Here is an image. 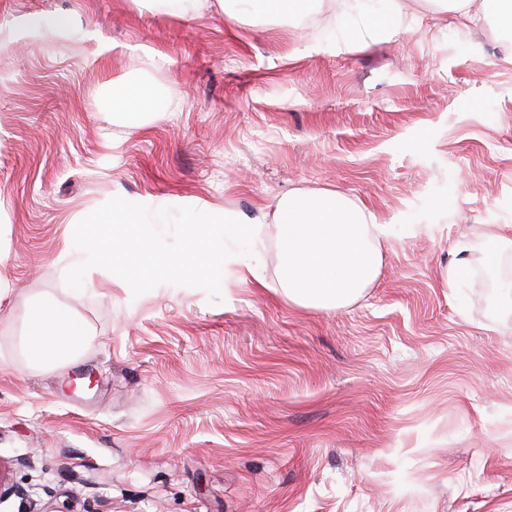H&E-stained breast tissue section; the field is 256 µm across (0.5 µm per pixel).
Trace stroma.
Here are the masks:
<instances>
[{
    "mask_svg": "<svg viewBox=\"0 0 512 512\" xmlns=\"http://www.w3.org/2000/svg\"><path fill=\"white\" fill-rule=\"evenodd\" d=\"M375 25L366 33L357 22ZM67 16L69 36L19 39ZM145 83L159 107L112 109ZM333 188L392 227L374 284L288 301L279 245L222 300L133 296L75 225L120 196L242 221ZM512 34L436 0H0V459L40 512H512ZM468 269L449 285L454 245ZM96 341L39 368L34 312Z\"/></svg>",
    "mask_w": 512,
    "mask_h": 512,
    "instance_id": "stroma-1",
    "label": "stroma"
}]
</instances>
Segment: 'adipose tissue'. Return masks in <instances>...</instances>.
Listing matches in <instances>:
<instances>
[{
	"label": "adipose tissue",
	"mask_w": 512,
	"mask_h": 512,
	"mask_svg": "<svg viewBox=\"0 0 512 512\" xmlns=\"http://www.w3.org/2000/svg\"><path fill=\"white\" fill-rule=\"evenodd\" d=\"M462 24L495 11L501 29L512 32V0H448ZM224 221L238 224L232 213ZM261 227L238 224L243 236L274 234L282 253L280 288L289 301L337 308L369 288L381 269L379 239L391 228L333 190L283 193L261 217ZM93 336L77 318L55 310L38 312L27 328L24 346L38 365L66 364L81 357Z\"/></svg>",
	"instance_id": "adipose-tissue-1"
}]
</instances>
